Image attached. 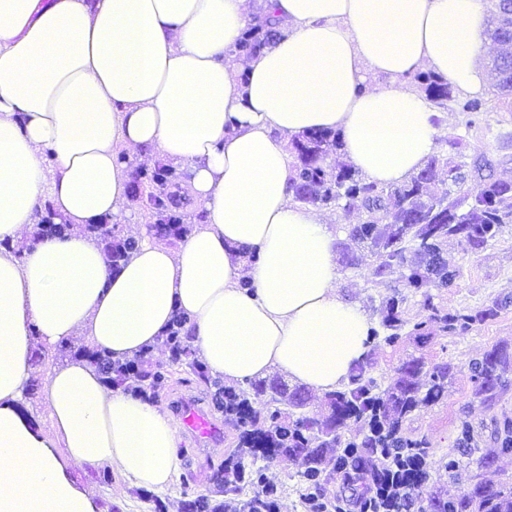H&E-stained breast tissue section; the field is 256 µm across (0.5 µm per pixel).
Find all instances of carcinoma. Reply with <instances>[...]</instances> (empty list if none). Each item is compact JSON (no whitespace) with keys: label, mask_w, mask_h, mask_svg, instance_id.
Here are the masks:
<instances>
[{"label":"carcinoma","mask_w":512,"mask_h":512,"mask_svg":"<svg viewBox=\"0 0 512 512\" xmlns=\"http://www.w3.org/2000/svg\"><path fill=\"white\" fill-rule=\"evenodd\" d=\"M488 32L499 46L493 60L499 88L511 92L512 25L501 19L496 2L492 3ZM275 36L276 31L269 26V15L264 13L259 24L244 33L237 51L253 54L270 44ZM414 79L425 85L424 92L438 107L452 99L447 81L421 74ZM341 146L339 135L325 130L293 140L292 187L297 201L365 213L366 221L352 227L350 238L374 250L378 273L399 274L404 287L423 297L424 307L431 311L429 320L444 333L463 334L512 302L507 295L486 309L443 314L432 303L430 294L432 288L451 285L459 274L439 261L440 246L446 238L454 236L478 248L497 238L504 225L512 224V182L485 178L476 193L465 190L467 162L460 143L455 142L448 156H430L424 168L409 180L379 186L353 166L327 168L326 157ZM435 182L444 185V189L432 195L428 186ZM181 190L178 176L170 169L164 181L157 184L152 180L143 187L139 201L154 217L150 225L154 238L173 243L188 232V201ZM36 217V227L45 228L46 237L71 232V225L59 222V215L48 206ZM82 232L102 247L113 269L120 268L137 246L133 240L120 238L105 221L87 225ZM409 250L422 255V264L406 265L405 253ZM189 322V316L176 315L162 343L171 352L172 364H187L199 380L214 389L217 407L234 417L238 431L235 448L217 469L224 499L214 501L201 494L191 501L193 512H277V488L267 484L265 470L266 463L279 456L299 461L297 474L306 481L303 503L308 512H410L414 506L416 512H512V484L487 478L452 500L415 495L429 476L430 448L425 439L406 432V422L415 411L445 400L448 379L454 370L450 363L441 361L427 368L421 358L413 357L393 371L389 385L380 392L369 376L372 362L364 361L352 370L344 387L324 394L325 413L315 418L307 412L296 413L307 406L299 391L289 400L293 411L281 408L284 392L280 381L274 378L250 381L245 388H235L210 376L189 343ZM424 329V322L413 323L405 317L400 300L393 297L379 328L370 330V348L382 344L393 347L403 332L420 336ZM89 351L96 354V367L102 374L124 391L135 395L147 390L156 393L165 383L166 369L144 359L138 360L137 373L133 375L129 372V360H114L88 343L63 341L57 348L62 358H83ZM511 361L509 353L495 347L482 358L470 361L476 394L491 402L506 390L501 370ZM253 397L266 398L265 413L252 409ZM352 420L362 421L367 427L359 442L343 439V431ZM325 429L336 432L335 442L330 445L320 436ZM495 439L499 453H512V419L505 417L495 422ZM329 447L336 449L335 466L341 473L342 488L336 494L329 493L323 479ZM409 463L418 465L416 476L398 498L382 499L380 482Z\"/></svg>","instance_id":"cac0c4a2"}]
</instances>
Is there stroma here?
<instances>
[{
  "mask_svg": "<svg viewBox=\"0 0 512 512\" xmlns=\"http://www.w3.org/2000/svg\"><path fill=\"white\" fill-rule=\"evenodd\" d=\"M480 100L485 108L483 119L475 127H467L466 113L461 106L464 96H456L440 112L439 122L448 132L435 140L434 151L447 153L450 142L463 139L468 161L486 162V170L493 178L512 181V110L502 103L496 85H489ZM352 265H339V287L342 294L361 306L372 323H379L387 301L392 296L402 297L406 316L413 321L426 322V337L403 336L396 346H381L374 350L372 375L380 387H387L395 367L411 357L423 358L425 364L445 361L454 367L448 382V397L439 405L417 411L408 422L413 435L426 438L431 446L430 477L424 484V495L458 497L467 492L482 477L498 481H512V455L499 457L491 470L480 466L482 454L495 447L494 422L503 417L512 418V388L495 404L483 402L474 394V383L468 368L470 360L481 357L492 347H502L512 353V306L498 311L495 317L477 324L463 335H449L428 324V313L420 294L399 287L395 277L376 273V260L371 249L356 246L352 249ZM441 256L450 266L459 269L455 282L446 288L434 290L435 305L445 313L477 311L487 308L492 301L512 296V224L496 240L479 249L464 248L456 239H448ZM169 369L164 389L152 402L173 419H180L178 403L192 397L198 400L216 420L222 421L224 437L214 446L197 445L188 431H181L177 450L179 470L173 482L158 493L165 504V512H189L188 503L200 494L217 491V468L235 446L236 431L225 421L222 411L213 404L210 388L201 383L189 367L174 366L169 356L159 359ZM469 427L471 455L461 458L457 477H449L446 462L458 454L459 432ZM75 484L90 494L97 503L98 512H150L149 503L142 498V487L130 484L120 474L111 481L101 482L100 469L87 466L73 470ZM269 482L281 491L278 512H306L302 494L305 484L296 474L294 464L279 459L266 470Z\"/></svg>",
  "mask_w": 512,
  "mask_h": 512,
  "instance_id": "stroma-1",
  "label": "stroma"
}]
</instances>
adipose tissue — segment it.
I'll return each instance as SVG.
<instances>
[{"label": "adipose tissue", "mask_w": 512, "mask_h": 512, "mask_svg": "<svg viewBox=\"0 0 512 512\" xmlns=\"http://www.w3.org/2000/svg\"><path fill=\"white\" fill-rule=\"evenodd\" d=\"M270 2L275 42L240 57L250 0H0V512H96L76 467L157 489L178 471L173 418L84 360L48 373L51 433L32 430L16 406L36 344L81 336L130 358L181 312L212 375L278 369L318 393L369 352L371 321L337 288L336 235L294 200L287 144L331 130L368 180L410 179L440 130L401 82L427 70L482 94L485 14L480 0ZM122 148L187 169L203 220L178 247L133 225L115 273L80 234L21 259L2 248L46 205L76 225L123 212Z\"/></svg>", "instance_id": "ef3b65f1"}]
</instances>
